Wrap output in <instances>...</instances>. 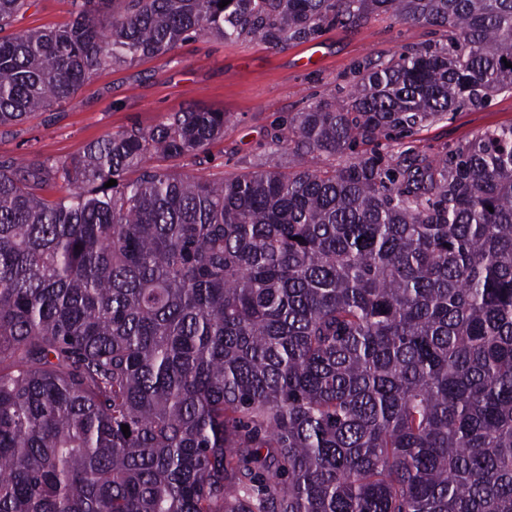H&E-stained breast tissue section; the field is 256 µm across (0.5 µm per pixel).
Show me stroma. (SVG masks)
Masks as SVG:
<instances>
[{
  "mask_svg": "<svg viewBox=\"0 0 512 512\" xmlns=\"http://www.w3.org/2000/svg\"><path fill=\"white\" fill-rule=\"evenodd\" d=\"M70 0H33L14 24L18 30L59 27L71 20ZM433 28L379 18L356 30L325 29L315 42L320 64L299 66L302 42L273 46L251 37L230 43L204 36L154 58L94 72L72 100L31 114L21 125L0 128V162L60 161L78 156L86 144L132 126L148 130L187 108L223 111L224 137L208 155L184 161L182 171L220 180L251 170L263 160L282 121L318 101L330 89L345 100L355 67L365 58L385 60L435 40ZM512 125V94L484 106L450 113L413 135L383 145L388 154L407 148L433 157L478 133Z\"/></svg>",
  "mask_w": 512,
  "mask_h": 512,
  "instance_id": "1",
  "label": "stroma"
}]
</instances>
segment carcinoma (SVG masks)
Returning <instances> with one entry per match:
<instances>
[{
  "mask_svg": "<svg viewBox=\"0 0 512 512\" xmlns=\"http://www.w3.org/2000/svg\"><path fill=\"white\" fill-rule=\"evenodd\" d=\"M30 2L0 0V127L198 36L445 42L364 62L219 182L177 170L224 136L193 108L0 164V512H512V125L333 164L512 93V0H72L6 33ZM71 0H33L32 5L20 14L11 31L41 30L59 27L70 22Z\"/></svg>",
  "mask_w": 512,
  "mask_h": 512,
  "instance_id": "cac0c4a2",
  "label": "carcinoma"
}]
</instances>
